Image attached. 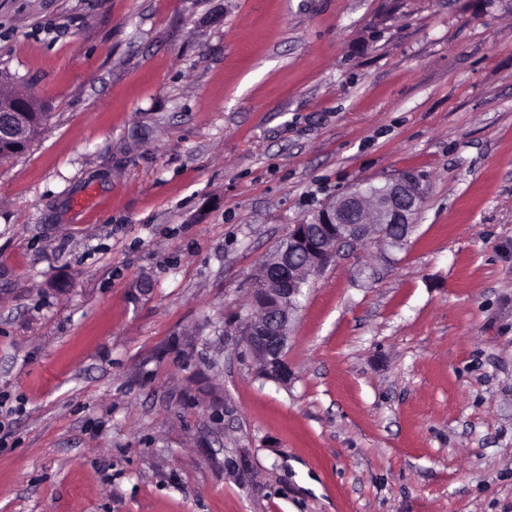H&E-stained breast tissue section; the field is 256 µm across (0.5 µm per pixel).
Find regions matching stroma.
I'll return each instance as SVG.
<instances>
[{"mask_svg":"<svg viewBox=\"0 0 512 512\" xmlns=\"http://www.w3.org/2000/svg\"><path fill=\"white\" fill-rule=\"evenodd\" d=\"M1 77L0 512H512V0H0ZM406 173L258 378L246 279ZM20 93L11 85L0 83V97L7 100ZM33 99H9L0 102V156L4 153L20 154L27 148L25 129L33 117Z\"/></svg>","mask_w":512,"mask_h":512,"instance_id":"35a3bbf8","label":"stroma"}]
</instances>
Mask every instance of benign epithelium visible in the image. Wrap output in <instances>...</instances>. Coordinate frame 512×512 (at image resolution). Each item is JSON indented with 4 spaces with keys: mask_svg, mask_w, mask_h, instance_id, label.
Returning <instances> with one entry per match:
<instances>
[{
    "mask_svg": "<svg viewBox=\"0 0 512 512\" xmlns=\"http://www.w3.org/2000/svg\"><path fill=\"white\" fill-rule=\"evenodd\" d=\"M33 113L31 99L0 102V156L20 154L27 148L25 129ZM421 204L415 177L402 174L374 195L367 194L366 184L360 182L329 199L312 221L291 225L292 248L277 247L262 273V291L271 298L270 304L254 300L250 312H234L243 356L251 359L259 377L282 386L292 380L286 354L302 279L324 271L346 243L370 238L381 246L403 244Z\"/></svg>",
    "mask_w": 512,
    "mask_h": 512,
    "instance_id": "obj_1",
    "label": "benign epithelium"
}]
</instances>
